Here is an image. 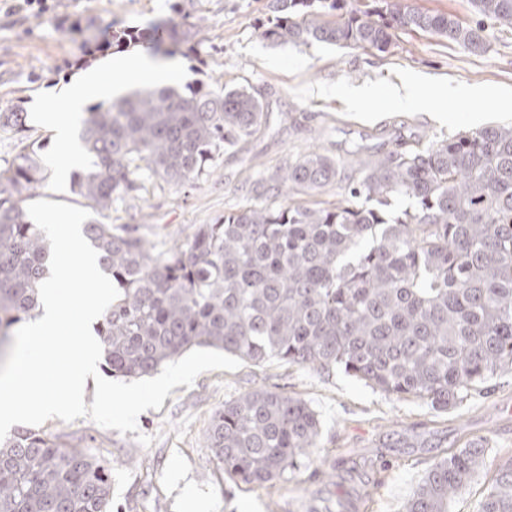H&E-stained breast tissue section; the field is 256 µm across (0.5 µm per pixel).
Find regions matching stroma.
I'll list each match as a JSON object with an SVG mask.
<instances>
[{"instance_id": "stroma-1", "label": "stroma", "mask_w": 512, "mask_h": 512, "mask_svg": "<svg viewBox=\"0 0 512 512\" xmlns=\"http://www.w3.org/2000/svg\"><path fill=\"white\" fill-rule=\"evenodd\" d=\"M268 0H55L42 16L0 0V114L24 109L22 132L0 128V168L22 147L35 145L48 169L35 199L83 206L71 186L74 171L89 160L78 148L60 154L51 127L39 113L51 96L103 62L148 52L138 44L101 50L113 32L177 30L191 35L192 51H180V90L205 83L214 89L247 87L261 93L266 123L237 146L217 151L199 179L175 186L146 183L114 210L112 224H126L164 251L183 243L196 225L225 213L274 204L257 188L288 163L317 150L339 162L362 147L388 151L426 137H452L477 126L512 123V32L490 30V49L474 55L435 35L397 33L379 53L324 44L279 45L258 29ZM415 80L454 86L464 95L426 109H390L383 98L349 104L344 88L371 85L381 91ZM284 390L304 399L320 420L317 446L305 465L274 488L236 486L210 460L205 434L225 402L255 388ZM43 432L112 464V512H190L181 497L189 488L205 512H403L435 461L471 440L487 442V459L448 505V512H476L497 465L512 458V374L489 382L462 405L445 411L415 399L372 390L333 370L289 366L278 359L243 362L236 371L199 375L180 385L161 409L138 417L137 431L119 433L87 418H52ZM151 436L142 446L137 434Z\"/></svg>"}]
</instances>
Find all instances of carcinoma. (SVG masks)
<instances>
[{
	"label": "carcinoma",
	"instance_id": "cac0c4a2",
	"mask_svg": "<svg viewBox=\"0 0 512 512\" xmlns=\"http://www.w3.org/2000/svg\"><path fill=\"white\" fill-rule=\"evenodd\" d=\"M470 2L473 26L402 0L365 10L347 0H270L274 19L262 36L386 53L396 31H422L484 53L488 26L512 31V0ZM329 13L336 20H321ZM147 38L124 29L102 48ZM267 116L262 95L247 87H165L101 103L79 135L92 166L74 172L73 185L107 218L148 180L182 185L201 176L215 151L251 136ZM0 125L23 131L24 112L0 115ZM354 159L358 177L333 204L244 208L157 255L127 226L83 225L119 291L96 328L105 371L140 378L207 346L256 364L276 357L339 369L436 410L512 372V125L358 150ZM44 171L26 147L0 169V346L34 316L49 271L50 243L25 209ZM340 174L337 160L311 153L267 191L321 188ZM319 428L305 400L255 389L215 412L206 443L235 482L272 488L309 458ZM486 454L485 441L472 440L432 464L406 512H448ZM0 512H112V465L19 429L0 444ZM477 512H512V459L499 465Z\"/></svg>",
	"mask_w": 512,
	"mask_h": 512
}]
</instances>
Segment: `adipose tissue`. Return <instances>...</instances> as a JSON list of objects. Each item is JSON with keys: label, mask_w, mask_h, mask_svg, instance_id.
<instances>
[{"label": "adipose tissue", "mask_w": 512, "mask_h": 512, "mask_svg": "<svg viewBox=\"0 0 512 512\" xmlns=\"http://www.w3.org/2000/svg\"><path fill=\"white\" fill-rule=\"evenodd\" d=\"M180 70V62H159L143 54L132 60L125 58L108 60L101 70L88 74L81 83L66 91L65 108L61 109L55 103H48L42 118L53 126L60 152L68 153L71 148V131L66 113L77 110L87 96H102L111 90L117 92L125 84L166 82L176 76ZM436 95L451 101L459 97L460 91L453 87H444L432 92L422 84L403 82L390 87L386 92L388 101L398 110L413 106L429 107L433 96Z\"/></svg>", "instance_id": "obj_1"}]
</instances>
